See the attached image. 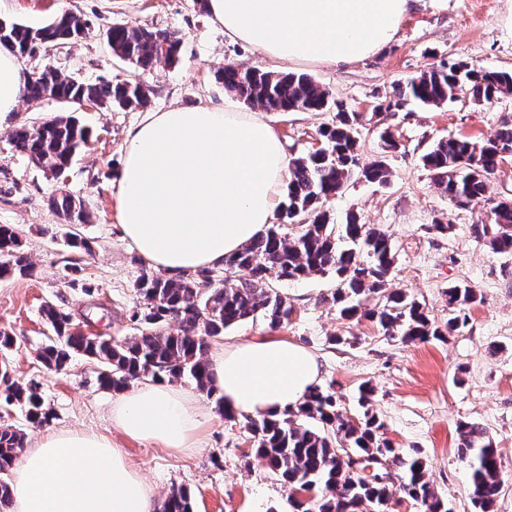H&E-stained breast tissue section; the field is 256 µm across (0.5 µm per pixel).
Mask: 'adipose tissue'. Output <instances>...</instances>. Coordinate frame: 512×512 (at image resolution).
Here are the masks:
<instances>
[{
	"mask_svg": "<svg viewBox=\"0 0 512 512\" xmlns=\"http://www.w3.org/2000/svg\"><path fill=\"white\" fill-rule=\"evenodd\" d=\"M418 0H208L231 41L292 63H351L379 55ZM26 76L0 45V116L16 111ZM291 159L262 113L200 105L150 112L124 143L116 180L120 227L140 256L170 274L222 266L262 236ZM209 373L241 417L302 402L321 379L317 356L276 337L215 347ZM125 435L178 453L200 445L197 400L144 382L112 403ZM11 512H154L149 486L121 449L85 431L45 434L13 477Z\"/></svg>",
	"mask_w": 512,
	"mask_h": 512,
	"instance_id": "adipose-tissue-1",
	"label": "adipose tissue"
}]
</instances>
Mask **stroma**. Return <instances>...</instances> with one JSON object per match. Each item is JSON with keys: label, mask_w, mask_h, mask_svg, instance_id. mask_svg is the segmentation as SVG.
I'll return each mask as SVG.
<instances>
[{"label": "stroma", "mask_w": 512, "mask_h": 512, "mask_svg": "<svg viewBox=\"0 0 512 512\" xmlns=\"http://www.w3.org/2000/svg\"><path fill=\"white\" fill-rule=\"evenodd\" d=\"M439 9L425 6L406 21L393 41L374 58L352 64H276L250 47L230 41L207 9L195 0H0V19L34 28L56 14L82 15L91 30L82 40L51 57L22 59L24 71L50 65L64 74L94 83L107 78L138 81L150 89L145 108L78 111L93 132L90 143L72 160L65 182L46 174L12 148L10 135L23 122L40 123L73 112L57 100L21 101L17 112L0 119V225L19 232L22 249L35 266L32 275L0 278V328L16 343L0 353L14 379L40 383L54 411L46 425H28L21 408L0 409V424L24 430L26 448L47 432L85 430L106 436L122 449L162 502L175 488L190 491L194 512H294L286 485L249 452L254 439L244 419L225 421L214 398L193 383L180 387L197 396L207 415L203 444L176 453L157 444L131 439L112 425L114 392L99 388L96 364L71 359L64 371L47 370L37 357L48 329L41 316L45 302L70 311L78 330L123 338L136 333L131 314L141 303L134 284L146 263L118 228L115 180L126 135L145 112L174 106H220L244 111L215 75L226 66L278 73H305L325 87L337 109L358 113L356 126L363 162L385 160L387 183L354 179L324 205L331 223L349 215L391 236L395 264L390 285L424 304L436 323L448 318L446 291L463 282L477 288L483 301L469 311L466 328L446 340L405 343L384 336L369 320L342 318L327 295L333 275L301 280H273L294 308L287 325L269 328L261 319L225 330L221 342L272 335L305 345L322 364L321 380L334 383L350 415H360L358 388H373L370 408L383 422L384 436L401 448H415L428 464V479L451 512H476L468 469L457 456L458 427L476 422L487 429L501 458L502 490L491 512H512V253L498 254L471 226L489 222L488 208H453L424 169L421 156L438 139L454 134L480 142L503 123L512 124V96L488 106L467 95L441 107L388 108L394 85L430 67L454 60L480 69L512 70V36L502 23L512 14V0H447ZM121 23L178 31L180 59L141 71L116 56L105 31ZM336 111L270 114L290 157L314 149L319 127L332 123ZM390 131L399 147L383 153L380 134ZM81 200L88 223L70 226L49 205L56 189ZM451 223L440 234L436 225ZM77 231L92 246L79 257L67 244ZM79 259L71 270V259ZM343 337L340 345L331 344Z\"/></svg>", "instance_id": "stroma-1"}]
</instances>
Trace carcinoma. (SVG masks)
I'll list each match as a JSON object with an SVG mask.
<instances>
[{
  "instance_id": "1",
  "label": "carcinoma",
  "mask_w": 512,
  "mask_h": 512,
  "mask_svg": "<svg viewBox=\"0 0 512 512\" xmlns=\"http://www.w3.org/2000/svg\"><path fill=\"white\" fill-rule=\"evenodd\" d=\"M88 32V21L68 12L38 28L10 22L7 35L22 57L25 47L31 54L46 52L75 43ZM105 36L115 55L142 71L161 60L177 61L181 51L182 37L162 29L117 25L108 28ZM216 79L245 105L263 112H322L328 105L329 91L305 73L226 67ZM461 91L476 105L511 96L512 71L476 70L450 61L397 82L388 106L399 108L413 100L439 107ZM25 98L74 105L95 98L107 109L148 103V93L138 82L86 83L52 67L27 83ZM357 120L355 112L336 113V123L319 129L322 147L291 161L285 214L299 222L296 235L288 237L279 224L269 227L263 236L224 259L222 275L213 268L174 276L143 270L136 281L142 307L131 316L141 325L136 336L88 337L75 328L68 311L46 303L42 313L53 338L38 353L44 367L61 371L73 356L82 355L100 367L97 382L105 390L120 392L147 379L173 382L186 378L208 396H215L207 362L211 342L246 320L261 317L276 329L292 315L288 298L271 285L272 275L296 280L333 273L337 288L323 300L339 307L341 315L368 319L384 335L398 336L404 342L444 339L466 326L468 310L483 300L475 288L467 283L448 287V320L437 324L419 301L388 288L394 264L390 235L351 215L343 224H331L321 210L357 175L371 183L387 181L385 161L361 163ZM88 141V130L74 115L39 124L21 123L11 135L16 150L41 164L46 173L66 170ZM505 152L512 153V125L501 126L482 142L451 135L442 138L422 155V163L454 207L473 210L487 203V181ZM51 204L70 224L89 221L84 203L64 191L52 196ZM490 211L493 225L474 224L473 234L488 238L497 253H512V200L493 202ZM33 271L17 232L0 225V277L31 276ZM0 382L4 384L1 405L22 407L32 425L42 426L53 418L35 382L12 380L5 366L0 368ZM371 395L369 386L360 388L364 411L352 418L333 385H316L298 406L247 420L254 456L291 491L315 486V500H296L298 512H390L385 504L391 501L394 488L420 504L423 512H450L431 489L425 460L416 451L398 448L382 437L383 424L368 410ZM24 441V431L0 425V512H10L12 488L6 475ZM354 457L374 465V472L364 475L353 468ZM458 458L469 470L474 507L477 512H490L502 479L498 450L485 427L474 422L460 424ZM157 512H193L190 491L171 490Z\"/></svg>"
}]
</instances>
